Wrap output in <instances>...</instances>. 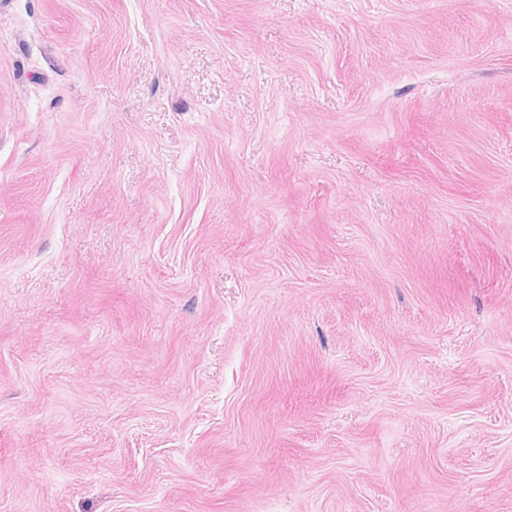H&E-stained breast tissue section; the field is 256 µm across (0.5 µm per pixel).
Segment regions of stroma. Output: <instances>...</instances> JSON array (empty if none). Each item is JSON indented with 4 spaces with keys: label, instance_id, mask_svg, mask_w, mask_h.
Listing matches in <instances>:
<instances>
[{
    "label": "stroma",
    "instance_id": "stroma-1",
    "mask_svg": "<svg viewBox=\"0 0 512 512\" xmlns=\"http://www.w3.org/2000/svg\"><path fill=\"white\" fill-rule=\"evenodd\" d=\"M0 512H512V0H0Z\"/></svg>",
    "mask_w": 512,
    "mask_h": 512
}]
</instances>
